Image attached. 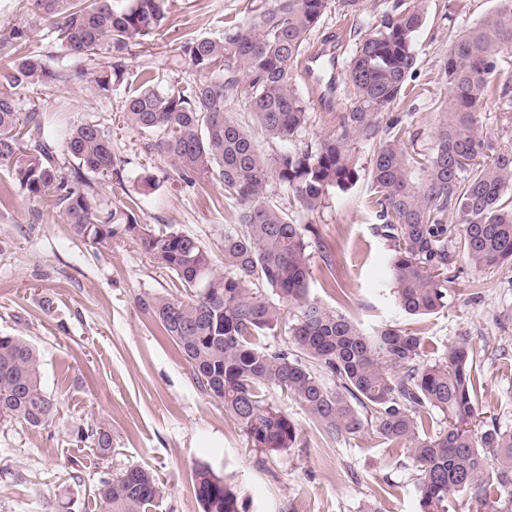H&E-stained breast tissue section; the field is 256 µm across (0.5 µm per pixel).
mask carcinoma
<instances>
[{"instance_id": "cac0c4a2", "label": "carcinoma", "mask_w": 512, "mask_h": 512, "mask_svg": "<svg viewBox=\"0 0 512 512\" xmlns=\"http://www.w3.org/2000/svg\"><path fill=\"white\" fill-rule=\"evenodd\" d=\"M115 2L23 0L73 67L54 70L40 51L0 53V160L12 163L20 191L32 201L53 198L81 240H131L173 275L183 297L146 294L138 305L176 342L197 386L224 407L251 447L277 452L300 443L299 425L270 399L279 391L325 433L343 440L371 433L396 466L410 460L417 512H448L450 499L463 494L476 512H512V429L479 419L483 380L468 337L426 360L421 337L391 327L368 336L342 307L310 297L313 240L268 192L275 180L306 210H316L329 191H347L358 181L356 145L369 141L372 207L407 314L447 307L448 266L456 253L479 271L511 267L512 151L497 150L484 133L481 106L501 54L512 50V0H497L449 46L447 102L426 152L405 139L399 121L381 127L383 113L408 92L424 0H399L397 14L359 35L345 65L347 110L314 146L296 142L311 119L299 82L331 0H254L247 27L185 42L193 82L167 90L142 83L125 100L124 118L139 133L156 135L158 153L181 181L206 177L237 204L236 224L215 250L169 226L139 222L142 199L157 188L150 173L139 177L141 198L102 207L87 174L121 173L111 138L93 124L62 122L16 92L85 75L84 58L96 54L110 61L91 82L112 92L129 49L169 13V0ZM230 90L247 101L258 131L224 111ZM262 139L283 147L267 153ZM60 143L73 161L67 169ZM451 210L460 216L454 225L445 221ZM283 331L289 346L261 344ZM435 412L441 420L433 426ZM58 414L37 349L19 336H0V418L39 428ZM76 436L101 456L112 451L103 423L79 428ZM194 476L202 512H240L236 494L209 466H196ZM95 494L107 512H147L164 489L151 470L133 467L101 480Z\"/></svg>"}]
</instances>
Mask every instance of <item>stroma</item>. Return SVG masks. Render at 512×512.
<instances>
[{"label": "stroma", "instance_id": "35a3bbf8", "mask_svg": "<svg viewBox=\"0 0 512 512\" xmlns=\"http://www.w3.org/2000/svg\"><path fill=\"white\" fill-rule=\"evenodd\" d=\"M396 2L361 0L353 14L330 7L312 42L335 36L336 54L347 60L353 35L378 26ZM250 4L172 0L166 22L148 45L131 48L123 80L110 94L77 78L27 91L28 99L47 110L65 103L69 121L98 124L111 137L124 183L92 176L102 204L137 195L133 177L146 171L157 177L158 189L154 202L139 210L141 223L166 224L212 246L223 241L225 228L236 221L234 202L201 179L173 186L172 167L153 149L151 136L124 124L123 111L142 71L151 72L161 89L193 81L183 42L248 25ZM495 5L496 0H427L426 20L413 40L412 91L383 114L384 120H399L417 149L433 143L435 115L446 98L449 44ZM17 26L28 30L22 52L52 51L45 28L24 12L21 0H0V33ZM482 121L498 148L512 150V93L491 85ZM269 192L331 251L339 286H329L323 259L314 256L310 297L344 304L370 335L386 326L419 333L431 360L455 338L469 337L484 385L478 411L512 428V271H479L456 259L447 308L413 317L395 299L368 175L348 191H330L312 212L278 183ZM173 291L170 275L135 243L96 248L74 236L62 212L24 196L10 163L0 160V336L22 337L39 349L43 384L60 402L59 416L40 428L0 419V512H106L94 493L99 480L134 466L151 469L165 487L152 512H201L193 492L201 462L224 478L245 512H358L388 480L394 489L383 503L386 512H416L412 466L395 467L373 434L350 441L329 437L281 394L273 399L300 425V444L278 453L248 447L223 407L196 386L176 343L137 303L143 294ZM98 421L112 434V451L104 457L74 434L78 426Z\"/></svg>", "mask_w": 512, "mask_h": 512}]
</instances>
